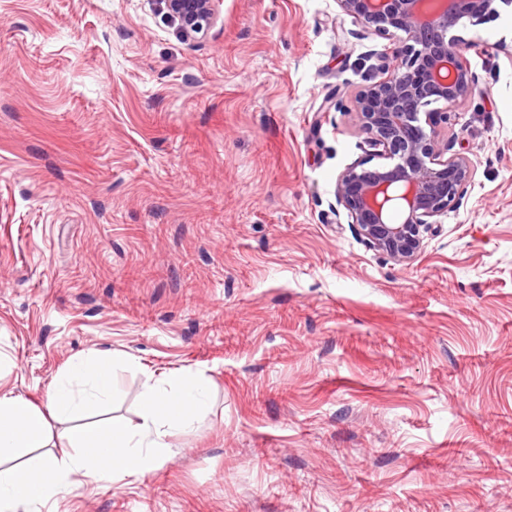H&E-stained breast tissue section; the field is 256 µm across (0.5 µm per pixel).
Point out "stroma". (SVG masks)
Instances as JSON below:
<instances>
[{
	"label": "stroma",
	"mask_w": 512,
	"mask_h": 512,
	"mask_svg": "<svg viewBox=\"0 0 512 512\" xmlns=\"http://www.w3.org/2000/svg\"><path fill=\"white\" fill-rule=\"evenodd\" d=\"M475 178L408 266L336 203L393 36L334 0H0V388L120 356L109 416L205 376L155 470L52 512H512V2L454 29ZM186 39L207 33L217 22L223 0H162Z\"/></svg>",
	"instance_id": "35a3bbf8"
}]
</instances>
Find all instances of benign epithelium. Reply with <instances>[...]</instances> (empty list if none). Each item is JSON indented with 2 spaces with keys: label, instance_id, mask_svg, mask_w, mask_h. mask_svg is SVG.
I'll use <instances>...</instances> for the list:
<instances>
[{
  "label": "benign epithelium",
  "instance_id": "1",
  "mask_svg": "<svg viewBox=\"0 0 512 512\" xmlns=\"http://www.w3.org/2000/svg\"><path fill=\"white\" fill-rule=\"evenodd\" d=\"M162 2L183 36L195 39L216 24L223 0ZM335 2L365 30L400 35L397 47L377 56L378 78L358 91L352 112L386 163L346 167L336 180V203L366 248L409 264L424 241L441 231L439 218L461 205L475 175L442 130L448 110L477 88L466 57L470 43L450 31L463 19L477 23L498 15L499 0ZM438 102L445 111L428 109Z\"/></svg>",
  "mask_w": 512,
  "mask_h": 512
}]
</instances>
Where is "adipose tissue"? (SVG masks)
<instances>
[{
    "label": "adipose tissue",
    "mask_w": 512,
    "mask_h": 512,
    "mask_svg": "<svg viewBox=\"0 0 512 512\" xmlns=\"http://www.w3.org/2000/svg\"><path fill=\"white\" fill-rule=\"evenodd\" d=\"M118 363L106 354L72 360L49 386L43 410L0 391V512H42L46 503L70 497L83 482L114 484L151 472L170 453L171 438L206 413L207 383L177 371L145 384L137 424H76V417L109 403ZM54 420L67 425L63 455L51 449Z\"/></svg>",
    "instance_id": "1"
}]
</instances>
